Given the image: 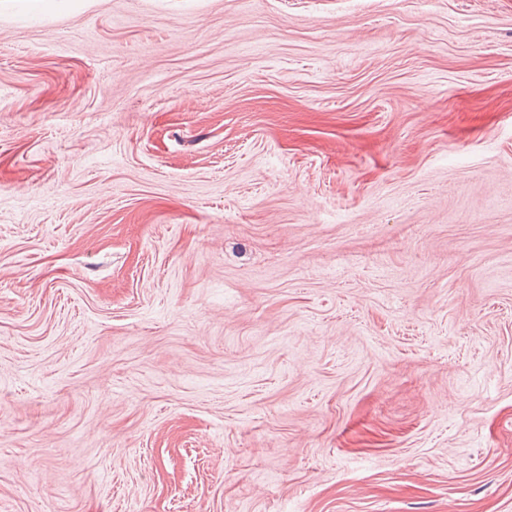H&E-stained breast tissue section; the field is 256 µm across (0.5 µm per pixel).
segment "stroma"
<instances>
[{
    "mask_svg": "<svg viewBox=\"0 0 512 512\" xmlns=\"http://www.w3.org/2000/svg\"><path fill=\"white\" fill-rule=\"evenodd\" d=\"M0 512H512V0H0Z\"/></svg>",
    "mask_w": 512,
    "mask_h": 512,
    "instance_id": "1",
    "label": "stroma"
}]
</instances>
